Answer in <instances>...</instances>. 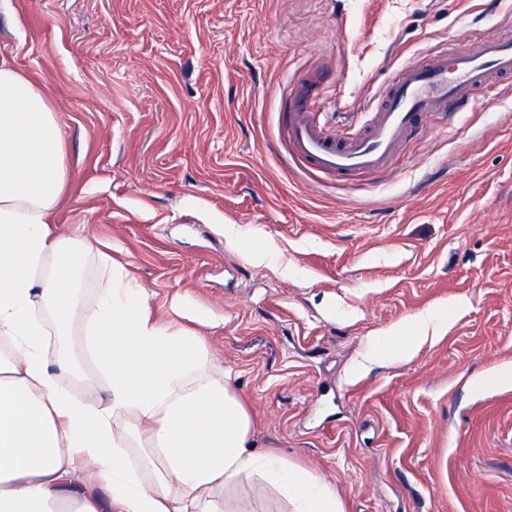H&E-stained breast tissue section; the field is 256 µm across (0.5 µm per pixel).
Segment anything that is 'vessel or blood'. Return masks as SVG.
Listing matches in <instances>:
<instances>
[{"label":"vessel or blood","instance_id":"1","mask_svg":"<svg viewBox=\"0 0 512 512\" xmlns=\"http://www.w3.org/2000/svg\"><path fill=\"white\" fill-rule=\"evenodd\" d=\"M505 77H512L511 25L476 38L467 49L433 51L402 67L361 121L330 126L309 92H301L288 115V147L306 168L328 176L380 172L423 118L461 108L460 87L482 89Z\"/></svg>","mask_w":512,"mask_h":512}]
</instances>
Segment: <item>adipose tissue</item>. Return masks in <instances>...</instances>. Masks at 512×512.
<instances>
[{
  "instance_id": "obj_1",
  "label": "adipose tissue",
  "mask_w": 512,
  "mask_h": 512,
  "mask_svg": "<svg viewBox=\"0 0 512 512\" xmlns=\"http://www.w3.org/2000/svg\"><path fill=\"white\" fill-rule=\"evenodd\" d=\"M69 178L45 88L0 54V512H247L228 493L256 478L289 512H342L318 476L253 450L238 375L194 330L220 318L192 300L160 317L125 264L55 231ZM92 260L102 286L86 301ZM435 318L374 337L365 361L410 357ZM77 320L100 396L65 385Z\"/></svg>"
}]
</instances>
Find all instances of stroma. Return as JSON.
I'll return each mask as SVG.
<instances>
[{"label": "stroma", "mask_w": 512, "mask_h": 512, "mask_svg": "<svg viewBox=\"0 0 512 512\" xmlns=\"http://www.w3.org/2000/svg\"><path fill=\"white\" fill-rule=\"evenodd\" d=\"M506 24L512 0H0V51L58 112L59 232L119 247L160 315L223 317L199 332L258 449L343 512H512V88L461 89L465 114L345 180L290 155L280 114L308 79L326 123L367 112L401 66ZM426 310L437 339L363 363ZM171 308L177 318L189 324L216 327L224 323L223 318H218L208 308L192 300L176 301Z\"/></svg>", "instance_id": "1"}]
</instances>
